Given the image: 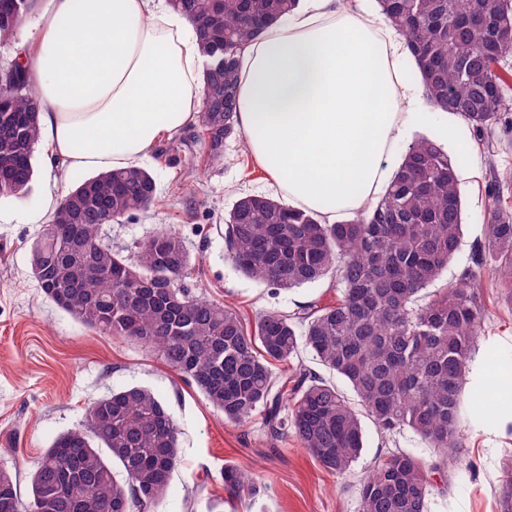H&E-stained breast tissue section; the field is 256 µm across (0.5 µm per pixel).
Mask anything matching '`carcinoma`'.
<instances>
[{
  "instance_id": "obj_1",
  "label": "carcinoma",
  "mask_w": 512,
  "mask_h": 512,
  "mask_svg": "<svg viewBox=\"0 0 512 512\" xmlns=\"http://www.w3.org/2000/svg\"><path fill=\"white\" fill-rule=\"evenodd\" d=\"M196 34L203 73L204 160L241 133L238 61L256 36L300 0H169ZM406 37L427 105L451 110L477 134L512 110V0H379ZM38 0H0V45L15 40ZM40 103L24 65L0 67V197L28 193ZM463 192L448 152L416 140L387 193L366 213L327 224L313 211L246 195L224 215L226 257L246 277L278 289L326 277L341 295L292 314L267 311L254 331L232 307L181 285L191 266L182 238L163 229L131 257L112 250L102 226L158 204L142 168L77 180L31 245L43 294L84 326L160 354L203 393L224 420L263 414L266 436L293 435L326 470L349 472L364 448L362 417L380 433L406 430L434 456L411 450L383 457L360 483V512H428L462 442L464 389L484 333L480 279L472 271L432 293L462 238ZM493 259L487 277L512 306V215L485 224ZM304 347L342 378L360 402L297 360ZM180 462L178 430L161 397L142 386L114 389L91 403L85 423L54 438L30 476L26 503L0 469V512H149L166 495ZM224 491L239 501L254 485L224 466Z\"/></svg>"
}]
</instances>
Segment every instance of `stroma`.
Wrapping results in <instances>:
<instances>
[{
  "instance_id": "obj_1",
  "label": "stroma",
  "mask_w": 512,
  "mask_h": 512,
  "mask_svg": "<svg viewBox=\"0 0 512 512\" xmlns=\"http://www.w3.org/2000/svg\"><path fill=\"white\" fill-rule=\"evenodd\" d=\"M197 125L163 137L140 166L152 173L159 203L103 228L113 249L133 254L156 231L183 238L195 265L186 281L193 292L233 307L246 327L277 310L296 312L307 302L335 304L331 279L279 290L243 276L224 256L219 231L236 199L265 195L281 199L267 170L241 138L226 141L221 160L206 164ZM470 159L456 158L463 189V239L442 275L455 282L470 267L475 245L495 210L512 213V127L498 125L477 136L465 128ZM29 193L0 198V467L28 488L45 448L60 433L82 423L94 400L123 386L152 388L165 401L179 432L180 463L169 491L151 512H173L172 502L190 501L192 512H210L225 497V465L256 475L253 498L234 502L233 512H359V482L380 455L401 448L423 458L431 452L412 433L384 437L366 425L365 447L350 475L326 471L291 437L276 441L260 421L225 422L203 394L138 343L85 327L41 292L31 273L30 246L41 233L21 211L42 202L45 188L63 198L78 175L55 163L46 143L34 153ZM487 321L472 363V384L512 372V309L495 287L481 290ZM464 446L444 475L448 488L435 494L429 512H504L503 469L512 460V416L468 412Z\"/></svg>"
}]
</instances>
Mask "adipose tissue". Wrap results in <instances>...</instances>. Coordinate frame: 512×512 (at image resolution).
<instances>
[{"instance_id":"ef3b65f1","label":"adipose tissue","mask_w":512,"mask_h":512,"mask_svg":"<svg viewBox=\"0 0 512 512\" xmlns=\"http://www.w3.org/2000/svg\"><path fill=\"white\" fill-rule=\"evenodd\" d=\"M23 52L51 155L75 171L132 167L197 121L202 56L165 0H50ZM402 35L345 0H303L239 61L238 112L249 151L288 204L326 223L364 212L385 191L408 131L468 156L455 112L434 117L404 74Z\"/></svg>"}]
</instances>
